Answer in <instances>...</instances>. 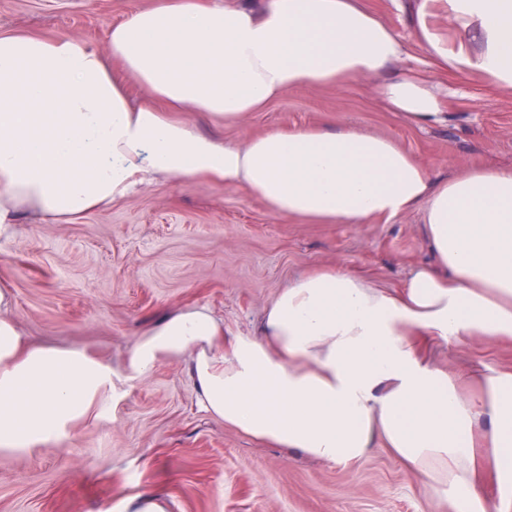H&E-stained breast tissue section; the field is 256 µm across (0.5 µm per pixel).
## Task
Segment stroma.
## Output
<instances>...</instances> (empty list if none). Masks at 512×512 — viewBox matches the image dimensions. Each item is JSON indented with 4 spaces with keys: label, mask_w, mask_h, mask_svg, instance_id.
<instances>
[{
    "label": "stroma",
    "mask_w": 512,
    "mask_h": 512,
    "mask_svg": "<svg viewBox=\"0 0 512 512\" xmlns=\"http://www.w3.org/2000/svg\"><path fill=\"white\" fill-rule=\"evenodd\" d=\"M152 0H0V32L70 34L106 49V32ZM401 43L398 71L432 73L415 30L419 0H364ZM444 124L411 125L389 111L378 81L292 89L225 126V141L308 125L351 126L391 139L450 177L472 165L512 167V90L452 70ZM422 217L372 224H309L274 215L256 196L161 179L73 224L21 215L0 237V287L34 343L84 348L111 363L117 396L76 423L66 449L48 442L0 453V512H123L146 490L168 512H438L422 479L388 449L361 464L327 463L261 443L199 410L185 361L124 380L139 333L172 309L206 308L228 336L255 334L270 300L297 276L341 266L386 288L430 260ZM430 358L466 378L512 369V344L472 338L437 345Z\"/></svg>",
    "instance_id": "obj_1"
}]
</instances>
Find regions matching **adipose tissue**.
Segmentation results:
<instances>
[{
    "instance_id": "obj_1",
    "label": "adipose tissue",
    "mask_w": 512,
    "mask_h": 512,
    "mask_svg": "<svg viewBox=\"0 0 512 512\" xmlns=\"http://www.w3.org/2000/svg\"><path fill=\"white\" fill-rule=\"evenodd\" d=\"M441 15L464 39L449 42ZM416 36L436 69L512 89V0H420ZM107 42L0 33V237L19 214L72 222L160 178L242 188L312 224L421 212L432 260L401 287L340 267L308 273L256 334L229 339L209 310H173L132 346L127 377L187 360L201 410L252 438L346 465L380 445L425 477L443 512H512V370L464 380L419 347L512 342V168L443 179L342 126L216 135L286 90L367 77L409 122L439 123V82L390 76L401 45L360 0H155ZM13 305L0 288V452L22 453L65 442L115 387L86 349L25 342Z\"/></svg>"
}]
</instances>
